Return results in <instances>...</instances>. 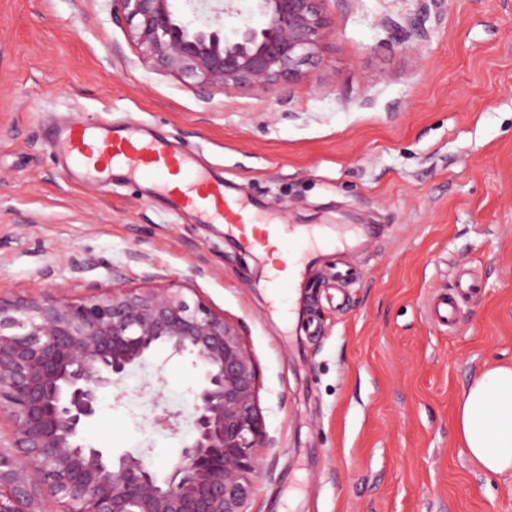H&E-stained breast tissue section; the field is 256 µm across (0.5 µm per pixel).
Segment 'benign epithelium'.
I'll use <instances>...</instances> for the list:
<instances>
[{
    "mask_svg": "<svg viewBox=\"0 0 512 512\" xmlns=\"http://www.w3.org/2000/svg\"><path fill=\"white\" fill-rule=\"evenodd\" d=\"M141 58L190 78L205 93L264 89L296 75L317 53L328 0H252L264 26L189 25L174 0H115ZM160 347L192 357L193 436L156 473L142 456L85 443L100 397ZM13 432L0 445V512H249L268 448L259 373L238 327L171 281L114 286L82 300L0 295V417Z\"/></svg>",
    "mask_w": 512,
    "mask_h": 512,
    "instance_id": "7a95c632",
    "label": "benign epithelium"
}]
</instances>
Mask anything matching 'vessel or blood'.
<instances>
[{
    "label": "vessel or blood",
    "instance_id": "1",
    "mask_svg": "<svg viewBox=\"0 0 512 512\" xmlns=\"http://www.w3.org/2000/svg\"><path fill=\"white\" fill-rule=\"evenodd\" d=\"M48 145L78 182L103 185L119 176L150 181L153 198L161 201L168 213H190L200 223L225 225L249 250L266 251L271 242L293 237L295 246L275 265L269 277L271 286L279 285L280 272L301 274L304 267L315 265L324 255L325 244L312 231L298 233L292 225L264 217L252 203L230 192L221 173L201 165L194 149L147 125L72 121L51 129ZM477 288V282L459 279L455 293L431 300L430 316L445 325L454 323L459 294H473Z\"/></svg>",
    "mask_w": 512,
    "mask_h": 512
}]
</instances>
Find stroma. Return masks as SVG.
Wrapping results in <instances>:
<instances>
[{
	"label": "stroma",
	"instance_id": "stroma-1",
	"mask_svg": "<svg viewBox=\"0 0 512 512\" xmlns=\"http://www.w3.org/2000/svg\"><path fill=\"white\" fill-rule=\"evenodd\" d=\"M325 19L296 77L203 93L140 62L113 0H0V295L176 281L238 324L273 441L249 512H512V477L456 429L474 375L512 365V0H328ZM73 119L153 125L334 242L282 296L300 321L276 318L267 258L223 225L175 219L136 182L68 179L47 133ZM459 269L482 287L448 328L425 304ZM195 380L157 349L86 443L168 469ZM165 407L176 429L153 424Z\"/></svg>",
	"mask_w": 512,
	"mask_h": 512
}]
</instances>
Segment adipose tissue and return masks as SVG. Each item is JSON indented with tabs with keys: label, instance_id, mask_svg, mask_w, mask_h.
I'll return each mask as SVG.
<instances>
[{
	"label": "adipose tissue",
	"instance_id": "adipose-tissue-1",
	"mask_svg": "<svg viewBox=\"0 0 512 512\" xmlns=\"http://www.w3.org/2000/svg\"><path fill=\"white\" fill-rule=\"evenodd\" d=\"M457 429L484 472L512 476V367L488 369L472 381L458 406Z\"/></svg>",
	"mask_w": 512,
	"mask_h": 512
}]
</instances>
